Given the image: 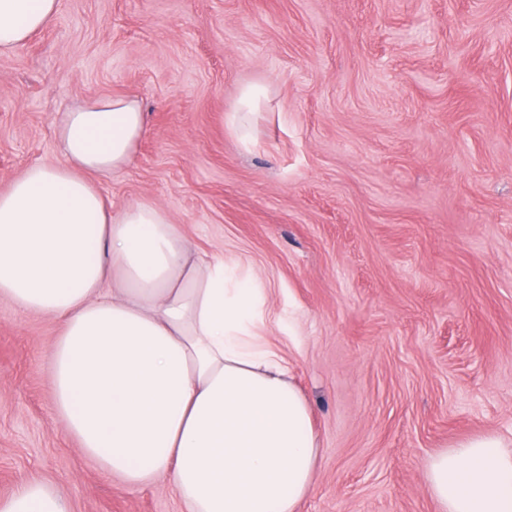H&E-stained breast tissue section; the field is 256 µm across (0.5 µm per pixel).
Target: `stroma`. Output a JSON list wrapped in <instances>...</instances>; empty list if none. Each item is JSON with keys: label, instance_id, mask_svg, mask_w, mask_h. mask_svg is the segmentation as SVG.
<instances>
[{"label": "stroma", "instance_id": "1", "mask_svg": "<svg viewBox=\"0 0 512 512\" xmlns=\"http://www.w3.org/2000/svg\"><path fill=\"white\" fill-rule=\"evenodd\" d=\"M248 85L246 149L226 115ZM112 95L146 132L103 195L266 290L321 443L298 512H437L432 453L512 439V0H60L0 55V193L60 162L75 100ZM56 337L0 300V498L42 481L69 512H184L57 423Z\"/></svg>", "mask_w": 512, "mask_h": 512}]
</instances>
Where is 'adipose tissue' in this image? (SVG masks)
<instances>
[{
	"label": "adipose tissue",
	"mask_w": 512,
	"mask_h": 512,
	"mask_svg": "<svg viewBox=\"0 0 512 512\" xmlns=\"http://www.w3.org/2000/svg\"><path fill=\"white\" fill-rule=\"evenodd\" d=\"M58 0H0V54L56 16ZM145 132L136 100L64 112L61 163L0 193V298L53 318L55 418L127 484L163 478L186 512H297L320 459L307 398L256 329L267 298L223 255L192 258L150 201L110 208L96 182L126 168ZM95 234H88V221ZM437 512H512V445L467 438L425 462ZM0 512H67L28 483Z\"/></svg>",
	"instance_id": "adipose-tissue-1"
}]
</instances>
